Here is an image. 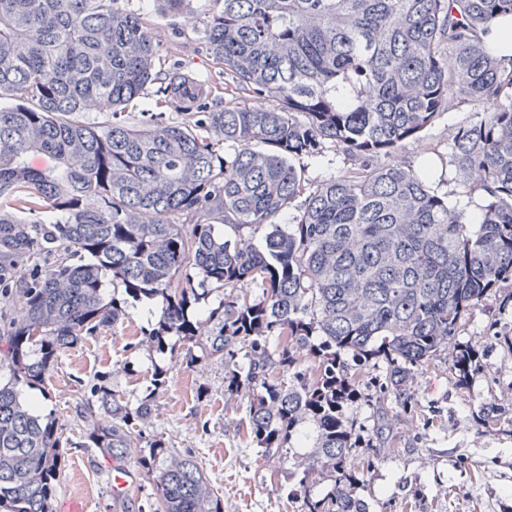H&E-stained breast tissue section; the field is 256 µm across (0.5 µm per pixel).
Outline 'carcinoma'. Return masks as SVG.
I'll list each match as a JSON object with an SVG mask.
<instances>
[{"label":"carcinoma","mask_w":512,"mask_h":512,"mask_svg":"<svg viewBox=\"0 0 512 512\" xmlns=\"http://www.w3.org/2000/svg\"><path fill=\"white\" fill-rule=\"evenodd\" d=\"M128 2L0 0V98L15 101L0 108V301L12 307L0 353L14 375L0 384V512H54L69 440L20 400L15 381L44 379L59 352L118 325L124 299L105 298L107 280L133 298H163L148 333L156 347L177 336L232 361L224 391L248 392L250 444L263 456L313 425L298 464L303 512H369L367 467L336 401L337 379L351 380L338 355L364 371L385 362L381 387L406 410V382L435 358L465 380L474 353L453 340L468 311L512 278V63L486 42L512 0H209L208 54L238 88L272 101L220 110L212 86L180 64L156 69L150 22ZM155 2L176 16L191 0ZM150 85L155 107L177 100L187 119L127 114ZM499 99L507 104L480 109ZM102 103L111 121H86ZM459 104L474 120L454 135L451 163L487 195L474 218L432 190L428 162H378ZM327 142L354 167L315 183L294 161ZM33 152L54 167L31 169ZM291 210L288 228L279 218ZM246 229L265 230L263 248ZM207 283L224 301L198 316ZM248 283L261 296L237 293ZM271 336L281 338L274 351ZM81 388L96 406L81 447L126 459L155 400L131 409L100 381ZM322 468L332 489L313 498ZM147 469L153 512H224L193 457Z\"/></svg>","instance_id":"carcinoma-1"}]
</instances>
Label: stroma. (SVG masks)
<instances>
[{
  "label": "stroma",
  "mask_w": 512,
  "mask_h": 512,
  "mask_svg": "<svg viewBox=\"0 0 512 512\" xmlns=\"http://www.w3.org/2000/svg\"><path fill=\"white\" fill-rule=\"evenodd\" d=\"M149 18L165 64H186L213 87L214 107L233 106L247 95L224 78L207 53L203 36L210 4L192 0L188 13L163 17L154 0H129ZM473 119L462 105L442 115L418 137L406 140L387 163L419 165L431 160L441 170L433 189L449 204L476 213L486 203L479 189L464 187L450 161L456 131ZM159 300H129L127 316L81 346L60 353L54 370L35 385H19L23 400L39 404V415L56 417L72 447L63 449L56 503L71 502L83 512H143L152 501L153 482L142 466L152 442L166 444L168 455L193 456L210 484L224 498V512H301L303 501L289 496L288 476L300 448L281 458L264 459L250 447L246 397L224 390L223 360L196 351L187 361L178 338L159 352L147 341L158 325ZM456 343L474 349L467 385H459L445 360L434 361L407 383L411 411L381 412L373 374L360 377L358 399L344 408L368 460L362 495L369 512H512V280H504L466 316ZM164 372L155 387V372ZM102 376L120 400L134 405L153 395L157 409L138 422L127 462L137 476L130 503L116 502L110 468L97 449L84 447L87 420L78 406L90 402L77 380ZM496 421L482 423L484 407Z\"/></svg>",
  "instance_id": "1"
}]
</instances>
